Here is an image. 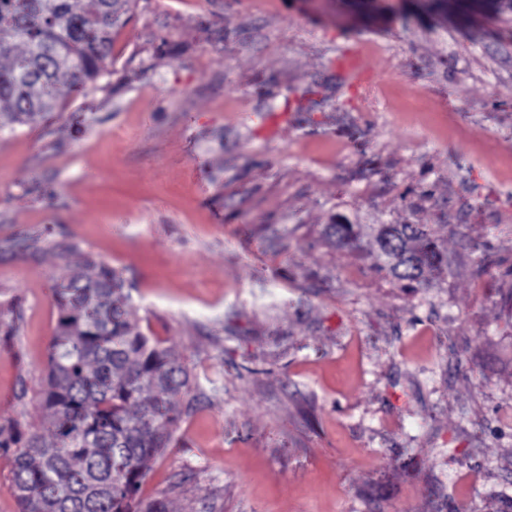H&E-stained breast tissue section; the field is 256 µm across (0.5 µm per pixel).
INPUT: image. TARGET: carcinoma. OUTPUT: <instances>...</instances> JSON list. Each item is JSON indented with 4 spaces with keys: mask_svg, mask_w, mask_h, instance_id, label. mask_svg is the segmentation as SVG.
<instances>
[{
    "mask_svg": "<svg viewBox=\"0 0 512 512\" xmlns=\"http://www.w3.org/2000/svg\"><path fill=\"white\" fill-rule=\"evenodd\" d=\"M124 0H0V131L58 106L61 86L97 88L112 74V29ZM355 224H332L339 248ZM379 268L426 287L442 257L424 224H380ZM121 273L91 257L55 288L59 311L42 403L48 432L0 419L20 512H169L137 491L148 462L169 447L191 373L145 336Z\"/></svg>",
    "mask_w": 512,
    "mask_h": 512,
    "instance_id": "carcinoma-1",
    "label": "carcinoma"
}]
</instances>
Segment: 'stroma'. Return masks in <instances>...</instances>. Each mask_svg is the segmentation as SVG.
Instances as JSON below:
<instances>
[{"label":"stroma","mask_w":512,"mask_h":512,"mask_svg":"<svg viewBox=\"0 0 512 512\" xmlns=\"http://www.w3.org/2000/svg\"><path fill=\"white\" fill-rule=\"evenodd\" d=\"M125 0L112 73L0 132V418L41 395L67 261L121 272L193 401L170 512H512V10ZM361 54L357 83L342 64ZM424 224L414 288L336 216ZM358 224H330L329 238L339 248L354 247L358 240Z\"/></svg>","instance_id":"stroma-1"}]
</instances>
